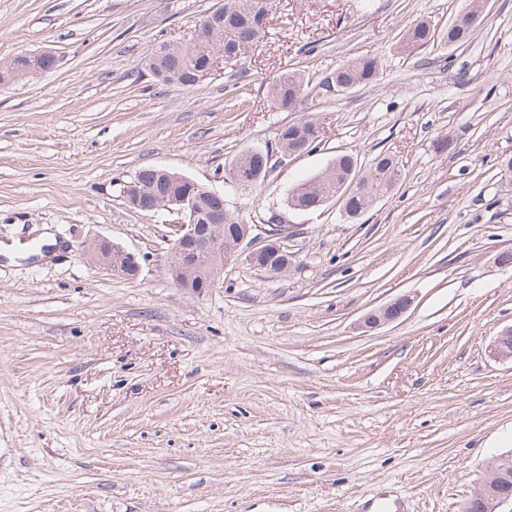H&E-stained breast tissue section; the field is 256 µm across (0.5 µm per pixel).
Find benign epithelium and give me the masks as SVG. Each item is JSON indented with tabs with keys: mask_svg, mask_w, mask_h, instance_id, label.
<instances>
[{
	"mask_svg": "<svg viewBox=\"0 0 512 512\" xmlns=\"http://www.w3.org/2000/svg\"><path fill=\"white\" fill-rule=\"evenodd\" d=\"M25 66L17 67V57L0 62V80L18 79L45 72L42 62L50 57L48 52L20 54ZM224 64V53L219 47L211 49L209 56L198 72L203 80ZM155 210L179 207L180 213L192 211L191 223L172 225V247L166 270L170 279L180 288L202 296L214 287L219 271L224 265L237 259L238 249L248 237L251 225H233L232 237L224 238V207L200 214L194 211L193 200L189 197L174 199L159 188H151ZM290 237L288 225L273 224L268 230V240L262 247L250 252L248 260L253 261L261 253L276 257L284 253L285 243ZM93 263L114 275L135 279L141 273V265L135 255L113 244L107 239H98L85 249ZM411 306V299L402 296L371 313L366 322L371 325L394 321ZM491 350L499 359H512V328L502 331L492 342ZM512 481L499 462H494L489 477L479 487L480 498L467 507L469 512H500V508L512 504V489L501 490V486Z\"/></svg>",
	"mask_w": 512,
	"mask_h": 512,
	"instance_id": "obj_1",
	"label": "benign epithelium"
}]
</instances>
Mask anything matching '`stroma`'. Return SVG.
<instances>
[{
    "instance_id": "1",
    "label": "stroma",
    "mask_w": 512,
    "mask_h": 512,
    "mask_svg": "<svg viewBox=\"0 0 512 512\" xmlns=\"http://www.w3.org/2000/svg\"><path fill=\"white\" fill-rule=\"evenodd\" d=\"M223 0H0V60L48 51L54 69L0 84V512H462L512 452V0H269L266 36L195 88L152 76V45L189 38ZM426 54L398 40L420 21ZM362 55L376 83L283 111L281 73L314 78ZM318 112L323 140L246 192L242 150ZM445 150H436L438 141ZM394 154L401 176L358 219L286 196L352 154ZM164 167L223 193L253 225L198 297L166 273L179 214L120 189ZM291 225L287 272L246 255ZM134 253L138 279L80 247ZM407 295L375 328L365 317ZM478 17L476 6L460 14L455 21L448 25V43L467 42L473 35Z\"/></svg>"
}]
</instances>
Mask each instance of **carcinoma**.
I'll return each instance as SVG.
<instances>
[{
	"instance_id": "1",
	"label": "carcinoma",
	"mask_w": 512,
	"mask_h": 512,
	"mask_svg": "<svg viewBox=\"0 0 512 512\" xmlns=\"http://www.w3.org/2000/svg\"><path fill=\"white\" fill-rule=\"evenodd\" d=\"M224 20L218 26L217 36L224 39V61L235 63L243 52L258 44L264 37V20L267 12L266 0H224ZM478 8L460 14L448 25L447 39L450 43L468 41L475 30ZM430 26L419 23L408 28L400 39V49L408 54L421 51L431 40ZM209 42H198L170 47L163 54L151 50L147 60L149 70L168 83L183 88L197 86V70L206 59ZM378 61L374 57L356 58L338 67L328 79L315 83L296 72H286L269 85L268 94L272 104L280 110L296 107L302 98L321 99L329 86L346 91L365 87L377 80ZM321 122L313 117L303 119L279 130L275 148L279 157H290L302 146L314 147L319 141ZM269 151L247 149L240 152L228 167V172L241 179L255 177L258 171L268 175L275 164L268 163ZM400 173L399 161L389 153H380L373 159L365 173H360L357 158L351 154L339 155L326 169L292 187L287 193V204L292 209H319L338 196H343V184H356V191L345 197L342 211L355 219L372 207L377 197L392 189ZM135 176L145 186L157 184L171 196L179 198L191 193L198 208L204 210L216 204L203 185L196 187L186 182L182 174L169 171L160 173L151 167H143Z\"/></svg>"
}]
</instances>
